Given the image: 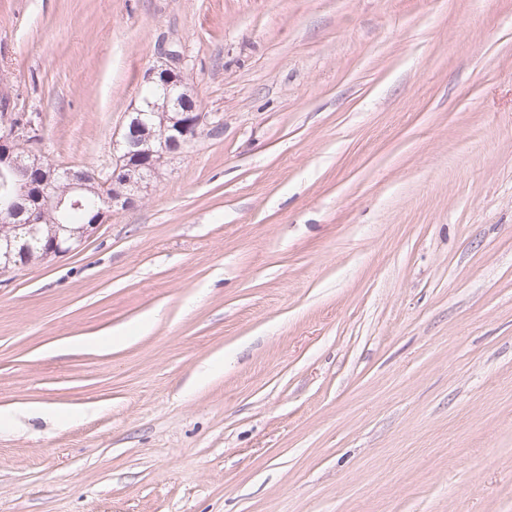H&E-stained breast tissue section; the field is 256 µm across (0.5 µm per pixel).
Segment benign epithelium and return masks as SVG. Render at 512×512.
<instances>
[{
    "mask_svg": "<svg viewBox=\"0 0 512 512\" xmlns=\"http://www.w3.org/2000/svg\"><path fill=\"white\" fill-rule=\"evenodd\" d=\"M182 63L179 54L169 52L164 61L146 70L144 82L157 81L166 94L175 92L187 102ZM205 122V114L193 108L171 113L156 105L154 111L147 113L136 105L131 106L128 123L120 134V151L112 163V182L119 184L123 191L110 190L109 183L97 181L91 171L65 172L71 207H79L83 191L91 188L99 198L91 223L79 229L76 242L93 233L111 213L132 206L137 193L147 187L155 174V165L165 156L182 150L187 136L197 132ZM33 129L34 125L19 123L7 112L0 115V189L3 190L0 216L8 220L21 212L26 215L25 223L40 224L44 220L43 202L54 187L57 168L33 151L28 152L26 160L17 152L18 142L29 140Z\"/></svg>",
    "mask_w": 512,
    "mask_h": 512,
    "instance_id": "obj_1",
    "label": "benign epithelium"
}]
</instances>
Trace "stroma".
Here are the masks:
<instances>
[{
	"label": "stroma",
	"instance_id": "35a3bbf8",
	"mask_svg": "<svg viewBox=\"0 0 512 512\" xmlns=\"http://www.w3.org/2000/svg\"><path fill=\"white\" fill-rule=\"evenodd\" d=\"M169 51L209 126L0 268V512H512V0H0L103 180Z\"/></svg>",
	"mask_w": 512,
	"mask_h": 512
}]
</instances>
